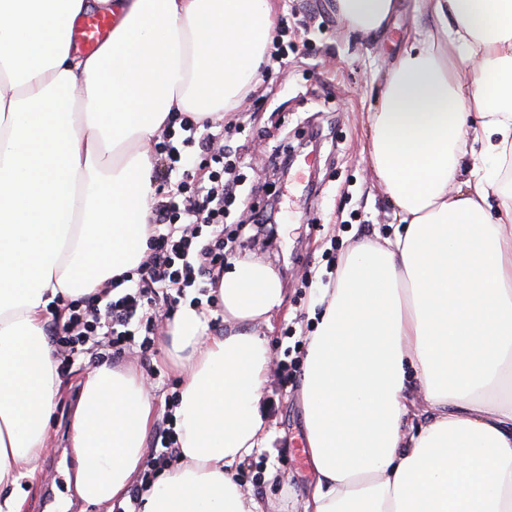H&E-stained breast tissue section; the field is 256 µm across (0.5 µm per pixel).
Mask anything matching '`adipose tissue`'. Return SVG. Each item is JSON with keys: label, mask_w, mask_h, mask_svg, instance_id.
Listing matches in <instances>:
<instances>
[{"label": "adipose tissue", "mask_w": 512, "mask_h": 512, "mask_svg": "<svg viewBox=\"0 0 512 512\" xmlns=\"http://www.w3.org/2000/svg\"><path fill=\"white\" fill-rule=\"evenodd\" d=\"M378 40L401 0H333ZM114 18L90 53L68 30ZM278 0H0V512H20L62 387L49 318L106 292L149 251L151 142L183 117L230 113L258 83ZM368 115V164L394 208L354 244L303 360L316 484L303 512H512V0H424ZM471 66V84L460 79ZM224 331L197 310L167 326L181 377L179 454L141 512H264L234 478L268 448L272 352L253 327L277 274L236 262L217 281ZM418 385L425 407L407 424ZM156 408L132 365L82 381L71 428L80 498L125 502Z\"/></svg>", "instance_id": "adipose-tissue-1"}]
</instances>
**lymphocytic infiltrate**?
Segmentation results:
<instances>
[{
    "mask_svg": "<svg viewBox=\"0 0 512 512\" xmlns=\"http://www.w3.org/2000/svg\"><path fill=\"white\" fill-rule=\"evenodd\" d=\"M182 129L186 136L181 145L167 142L160 146L163 167L174 170L181 160V147L196 146L203 163L211 168L208 180L193 187L179 184L175 194L156 198L154 234L146 260L136 271L112 280L113 286H125V293L106 303L94 297L85 305L74 306L67 323L57 331L55 342L69 356L79 355L81 347L102 334L111 336L113 348H121L131 326L151 330L153 309L174 303L175 293L194 286L198 278L217 280L224 268L228 258L224 240V225L230 216L228 201L241 177L223 152L214 150L216 133H199L190 121L184 122Z\"/></svg>",
    "mask_w": 512,
    "mask_h": 512,
    "instance_id": "f902f5d3",
    "label": "lymphocytic infiltrate"
}]
</instances>
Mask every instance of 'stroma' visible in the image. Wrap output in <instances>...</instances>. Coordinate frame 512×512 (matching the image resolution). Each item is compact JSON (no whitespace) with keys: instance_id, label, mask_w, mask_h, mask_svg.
Listing matches in <instances>:
<instances>
[{"instance_id":"1","label":"stroma","mask_w":512,"mask_h":512,"mask_svg":"<svg viewBox=\"0 0 512 512\" xmlns=\"http://www.w3.org/2000/svg\"><path fill=\"white\" fill-rule=\"evenodd\" d=\"M422 0H405L383 44L348 33L329 0H280L275 33L283 46L281 63L266 64L255 91L245 95L238 112L227 115L234 130L228 144L236 153L244 184L231 207V221L273 210L274 237L248 228L232 247L233 259L260 260L278 274L284 303L264 335L274 367L264 397L273 452L253 454L240 464L236 479L264 502L266 512H300L313 489L306 446L301 379L284 381L280 366L302 362L316 322L324 289L332 287L336 266L360 238L383 234L392 207L373 181L367 157V117L380 98L387 63L414 35ZM293 154L289 171L273 164L281 152ZM175 309H160L151 343L143 330L124 343L120 354L100 344L109 364L136 363L144 373L157 419H171L181 380L165 355L163 325ZM65 394L49 426L41 470L29 490L23 512H98L72 500L68 476L76 467L70 427L81 393L76 378L94 365L90 355L67 360L56 353Z\"/></svg>"}]
</instances>
